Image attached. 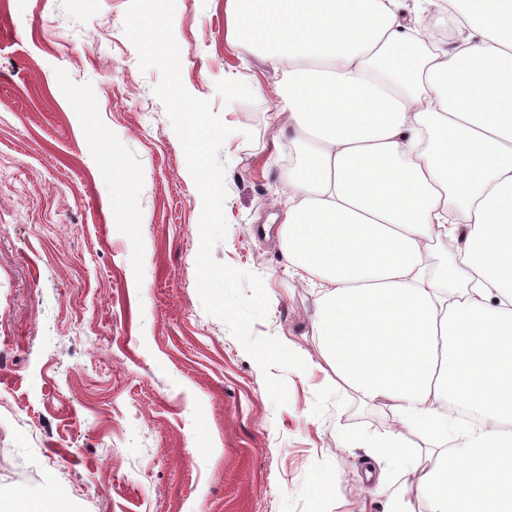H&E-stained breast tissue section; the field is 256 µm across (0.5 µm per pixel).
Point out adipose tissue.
<instances>
[{
	"instance_id": "adipose-tissue-1",
	"label": "adipose tissue",
	"mask_w": 512,
	"mask_h": 512,
	"mask_svg": "<svg viewBox=\"0 0 512 512\" xmlns=\"http://www.w3.org/2000/svg\"><path fill=\"white\" fill-rule=\"evenodd\" d=\"M279 76L278 239L337 388L387 408V512H512V0H224ZM452 34L436 43L435 29ZM453 239L438 280L425 247ZM427 445L410 457L409 435Z\"/></svg>"
}]
</instances>
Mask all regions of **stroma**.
<instances>
[{
  "instance_id": "1",
  "label": "stroma",
  "mask_w": 512,
  "mask_h": 512,
  "mask_svg": "<svg viewBox=\"0 0 512 512\" xmlns=\"http://www.w3.org/2000/svg\"><path fill=\"white\" fill-rule=\"evenodd\" d=\"M129 4L0 0V512H54L59 489L67 512H384L375 487L402 476L366 467L360 443L395 423L320 370L318 289L260 231L288 204L277 75L227 43L224 0H177L182 83L232 129L213 256L261 277L269 313L252 335L307 365L273 369L281 407L203 308L202 198L153 92L161 74L121 35ZM228 76L259 90L228 98ZM123 176L130 212L112 209Z\"/></svg>"
}]
</instances>
